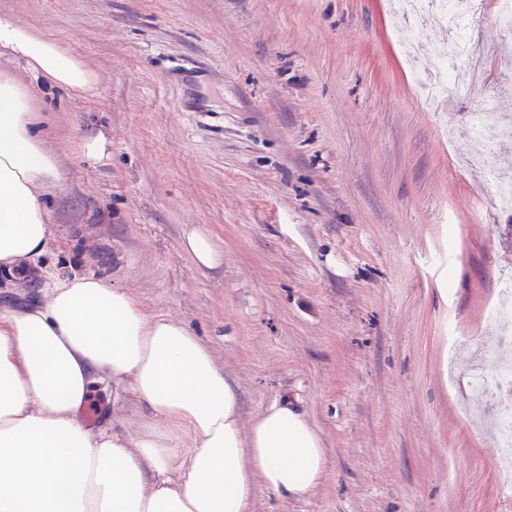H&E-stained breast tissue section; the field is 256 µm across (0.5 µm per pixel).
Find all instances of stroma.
Wrapping results in <instances>:
<instances>
[{"label": "stroma", "mask_w": 512, "mask_h": 512, "mask_svg": "<svg viewBox=\"0 0 512 512\" xmlns=\"http://www.w3.org/2000/svg\"><path fill=\"white\" fill-rule=\"evenodd\" d=\"M98 81L32 84L58 156L43 265L129 291L186 323L231 381L243 423L286 399L317 429L326 476L250 512H512L466 378L506 321L512 213L461 159L480 98L512 117V34L473 21L486 80L427 106L387 0H0ZM460 137L448 142L444 131ZM104 137L91 159L83 141ZM205 231L221 254L183 247ZM462 350L450 354L451 341ZM184 246L203 268H211L220 261V253L216 250L211 237L202 230L191 231L186 236Z\"/></svg>", "instance_id": "1"}]
</instances>
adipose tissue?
Masks as SVG:
<instances>
[{"label": "adipose tissue", "mask_w": 512, "mask_h": 512, "mask_svg": "<svg viewBox=\"0 0 512 512\" xmlns=\"http://www.w3.org/2000/svg\"><path fill=\"white\" fill-rule=\"evenodd\" d=\"M1 54L70 94L96 81L76 51L7 16ZM36 113L22 80L0 73V272L37 270L43 294L0 308V512H249L260 486L284 501L310 494L326 455L296 407L273 404L242 426L231 384L183 322L103 279L40 267L60 167ZM106 383L113 408H142L135 433L84 423Z\"/></svg>", "instance_id": "obj_1"}]
</instances>
